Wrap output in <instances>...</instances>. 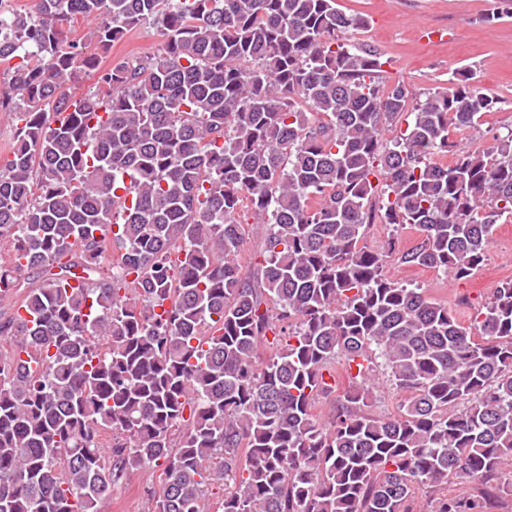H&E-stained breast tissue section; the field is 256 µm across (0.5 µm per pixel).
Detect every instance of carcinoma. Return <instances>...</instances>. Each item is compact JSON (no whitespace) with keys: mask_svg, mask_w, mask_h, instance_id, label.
Here are the masks:
<instances>
[{"mask_svg":"<svg viewBox=\"0 0 512 512\" xmlns=\"http://www.w3.org/2000/svg\"><path fill=\"white\" fill-rule=\"evenodd\" d=\"M0 0V512H99L161 469L148 512H499L512 497V279L471 323L386 259L471 277L512 216V128L461 71L417 98L342 34L336 0ZM95 23L97 52L61 18ZM152 19L148 57L103 66ZM93 90L71 89L78 72ZM406 121L385 142L387 124ZM451 164L438 162L445 154ZM265 225L242 272L241 203ZM410 224L412 248L359 246ZM266 344L272 355L259 362ZM408 394L375 415L372 360ZM356 384L329 422L337 361ZM474 492L448 495V479Z\"/></svg>","mask_w":512,"mask_h":512,"instance_id":"carcinoma-1","label":"carcinoma"}]
</instances>
